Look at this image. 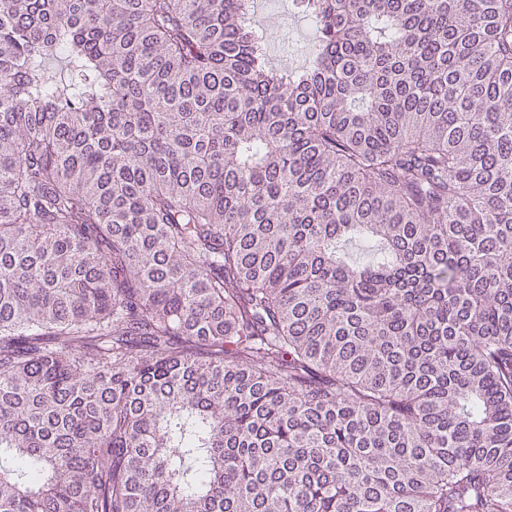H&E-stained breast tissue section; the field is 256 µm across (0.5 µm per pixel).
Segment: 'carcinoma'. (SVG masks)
<instances>
[{"label": "carcinoma", "instance_id": "obj_1", "mask_svg": "<svg viewBox=\"0 0 512 512\" xmlns=\"http://www.w3.org/2000/svg\"><path fill=\"white\" fill-rule=\"evenodd\" d=\"M300 3L0 0V512H512V0ZM261 19L264 47L273 66L307 67L315 52L316 29L294 0H252Z\"/></svg>", "mask_w": 512, "mask_h": 512}]
</instances>
